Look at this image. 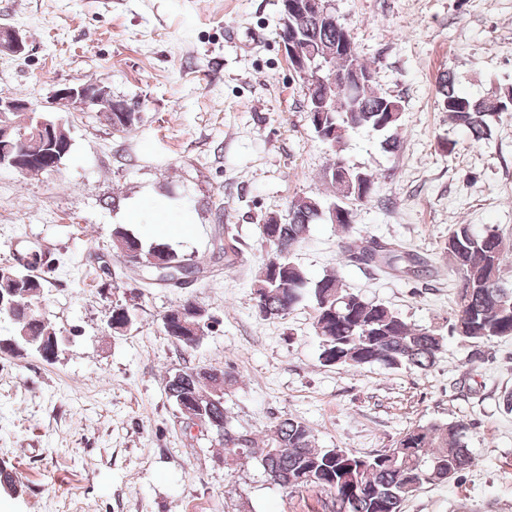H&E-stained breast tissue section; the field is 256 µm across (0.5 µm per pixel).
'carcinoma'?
Returning a JSON list of instances; mask_svg holds the SVG:
<instances>
[{
    "instance_id": "obj_1",
    "label": "carcinoma",
    "mask_w": 512,
    "mask_h": 512,
    "mask_svg": "<svg viewBox=\"0 0 512 512\" xmlns=\"http://www.w3.org/2000/svg\"><path fill=\"white\" fill-rule=\"evenodd\" d=\"M351 39L338 22L316 17H302L295 30V47L312 58L313 65L322 61L320 52ZM369 71L357 53H338L332 66L325 67L311 82H305L306 107L314 102L326 105V112H309L307 118L317 138L336 148L341 147L348 132L365 127L374 132L395 130L401 120L399 100L379 93L374 81L354 87L343 96L336 91L331 77L352 70ZM438 93L448 118L468 130L474 144H482L492 136L499 114L512 109V86L497 93L474 99L461 95L455 87L454 74L446 70L439 75ZM129 112H105V121L117 132H128L141 116L137 103L130 102ZM57 145L56 162L63 163L71 150L66 133L54 127ZM324 178L335 190V199L322 200L303 195L288 206V217L270 216L258 225L259 234L271 229L279 233V269L273 271L269 261L258 270L253 289L255 308L266 318L287 315L308 294L315 304L314 329L322 337L320 360L325 365L362 366L381 364L387 369L414 368L426 370L433 366L442 349L445 336L435 328L416 327L407 323L397 312L383 303L371 302L345 288L333 275L310 283L305 270L291 259L294 250L305 239L310 225L321 221L333 209L349 210L348 202L364 203L370 198L375 181L366 171L341 165L334 160ZM345 236L341 254L355 266L372 271H400L427 278L435 273L424 258L405 251L398 241H383L373 237L354 238L352 221H341ZM113 245L121 257L133 254L132 265L143 272L142 285L152 286L148 279L157 276L155 261L160 259L171 267L197 266V260L174 251L168 244L153 242L145 245L125 227L112 229ZM457 276V310L450 331L461 341L480 346L498 339L512 338V284L504 281L506 258L512 244L492 230L476 233L468 224H457L448 234L445 244ZM0 292L12 302L11 308L0 309V318L8 319L16 330L18 350H36L44 338L56 335L34 309V300L43 295V283L31 279L23 269L0 267ZM198 315L200 335H206L214 317L195 304H180L163 317L162 328L179 326L178 316L186 309ZM119 326L134 324V310L115 305L108 314ZM193 367L183 368V375H169L165 392L178 404L190 389L206 396H215L211 413L219 422L226 420L224 402L216 392L224 391L232 376L221 375L194 379ZM468 426L463 422L434 423L421 427L414 444L403 447L399 439L395 447L373 455H360L342 448H317L309 427L294 418L276 422L269 438L259 442L248 433L224 430L218 445L224 457L251 458L260 454L266 476L286 488L315 485L333 495L332 512H401L402 503L424 486L449 481L448 474L458 476L472 464L465 442Z\"/></svg>"
}]
</instances>
